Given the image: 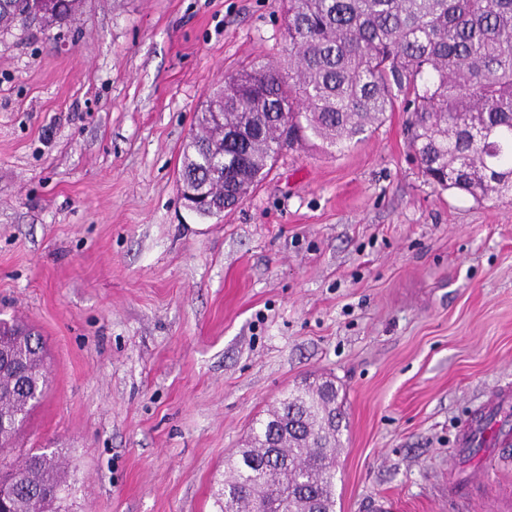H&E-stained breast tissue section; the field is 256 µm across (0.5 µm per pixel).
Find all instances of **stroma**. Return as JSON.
Here are the masks:
<instances>
[{
	"instance_id": "1",
	"label": "stroma",
	"mask_w": 512,
	"mask_h": 512,
	"mask_svg": "<svg viewBox=\"0 0 512 512\" xmlns=\"http://www.w3.org/2000/svg\"><path fill=\"white\" fill-rule=\"evenodd\" d=\"M281 31V0H83L0 33V320L47 374L16 452L55 453L61 512H219L228 456L325 374L336 512H504L512 443L456 438L512 382V196L425 182L398 107L342 150L284 148L221 216L180 197L195 113L278 64Z\"/></svg>"
}]
</instances>
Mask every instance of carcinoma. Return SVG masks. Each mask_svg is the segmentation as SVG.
I'll return each instance as SVG.
<instances>
[{
  "instance_id": "1",
  "label": "carcinoma",
  "mask_w": 512,
  "mask_h": 512,
  "mask_svg": "<svg viewBox=\"0 0 512 512\" xmlns=\"http://www.w3.org/2000/svg\"><path fill=\"white\" fill-rule=\"evenodd\" d=\"M0 0V32L42 16L56 21L79 0ZM288 69L231 74L195 116L180 176L206 182L205 145L224 140V206L237 186L253 188L282 149L315 137L326 148L360 142L403 97L410 147L434 187L480 201L512 194V0H284ZM224 94V125L208 116ZM0 481L8 512H56L65 487L55 456L33 452L16 465L12 449L46 388L43 343L19 323L0 322ZM343 400L304 383L289 390L224 471L220 512H336V457Z\"/></svg>"
}]
</instances>
